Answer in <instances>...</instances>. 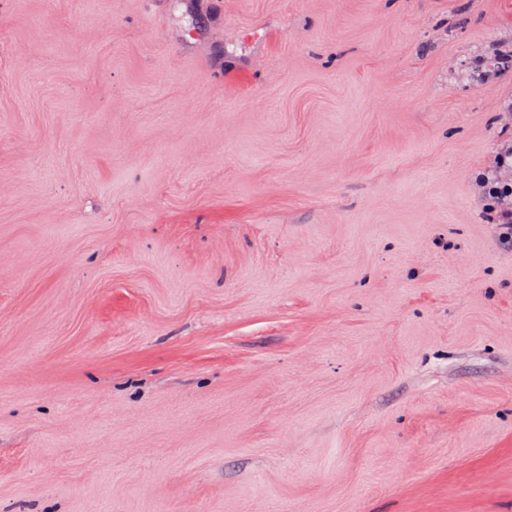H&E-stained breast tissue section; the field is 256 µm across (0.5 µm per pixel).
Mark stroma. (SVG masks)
<instances>
[{"label":"stroma","mask_w":512,"mask_h":512,"mask_svg":"<svg viewBox=\"0 0 512 512\" xmlns=\"http://www.w3.org/2000/svg\"><path fill=\"white\" fill-rule=\"evenodd\" d=\"M512 0H0V512H512ZM478 181L484 193L504 202L502 222L496 225L497 238L503 248L512 249V181L503 180L497 170L482 174Z\"/></svg>","instance_id":"35a3bbf8"}]
</instances>
